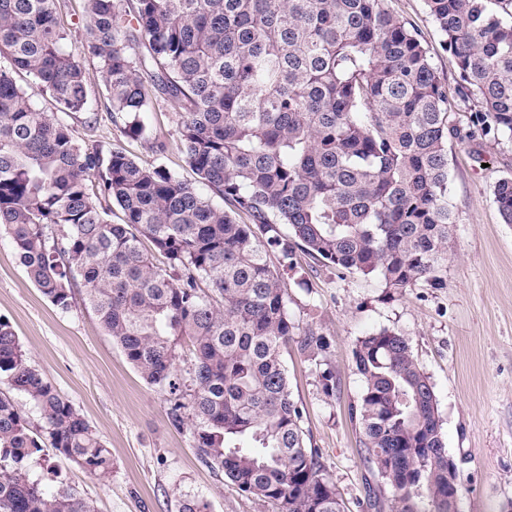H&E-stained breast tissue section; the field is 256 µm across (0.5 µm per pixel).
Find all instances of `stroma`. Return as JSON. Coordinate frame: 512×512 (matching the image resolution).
Here are the masks:
<instances>
[{
  "label": "stroma",
  "instance_id": "obj_1",
  "mask_svg": "<svg viewBox=\"0 0 512 512\" xmlns=\"http://www.w3.org/2000/svg\"><path fill=\"white\" fill-rule=\"evenodd\" d=\"M388 10L423 37L441 80L455 86L458 71L425 0H384ZM66 52L85 70L89 108L67 116L85 148L108 155L124 150L143 165H163L192 179L177 135L179 116L164 96L145 115L144 136L123 134V121L106 100L100 65L84 37L81 0H65ZM165 152H157L155 141ZM448 198L458 216L448 248L443 287L418 282L387 293L375 277L339 273L308 257L285 274L288 309L299 329L326 336L336 393L325 396L307 358L289 349L284 360L304 426L323 453L348 512H362L372 476L360 432L349 417L362 381L351 359L356 340L383 328L411 339L429 376L444 420L449 456L464 486L458 512H502L512 500V224L493 200L498 179L512 174V141L448 143ZM307 287H297V277ZM0 320L10 324L31 363L85 417L112 454V472L98 479L46 449L31 474L48 490L77 491L94 512H177L182 496H200L210 512H277L225 483L204 465L187 428L176 427L165 397L148 385L75 292L68 309L43 295L0 235Z\"/></svg>",
  "mask_w": 512,
  "mask_h": 512
}]
</instances>
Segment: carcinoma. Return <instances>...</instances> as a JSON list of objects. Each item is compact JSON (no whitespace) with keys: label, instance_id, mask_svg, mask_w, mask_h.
I'll list each match as a JSON object with an SVG mask.
<instances>
[{"label":"carcinoma","instance_id":"carcinoma-1","mask_svg":"<svg viewBox=\"0 0 512 512\" xmlns=\"http://www.w3.org/2000/svg\"><path fill=\"white\" fill-rule=\"evenodd\" d=\"M489 2L426 0L458 69L456 98L470 107L463 131L421 34L384 0H84L87 46L112 111L140 137L163 94L178 109L194 184L123 151L105 158L83 148L61 118L85 111L88 91L63 47L59 0H0V233L52 304L67 309L84 290L107 335L166 395L202 463L278 512H346L309 445L284 361L296 346L333 396L330 342L297 333L282 272L296 270L301 249L392 293L445 283L457 223L448 140H512V0H497L505 18ZM16 73L55 111L40 108ZM493 194L512 224V176ZM185 345L193 359L183 370ZM352 362L362 390L349 415L378 478L366 508L453 512L449 498L463 485L448 482L443 419L410 338L369 333ZM2 377L43 425L33 429L0 397V512H93L76 492L29 477L44 436L99 478L112 459L4 321ZM177 512H209V503L187 496Z\"/></svg>","mask_w":512,"mask_h":512}]
</instances>
